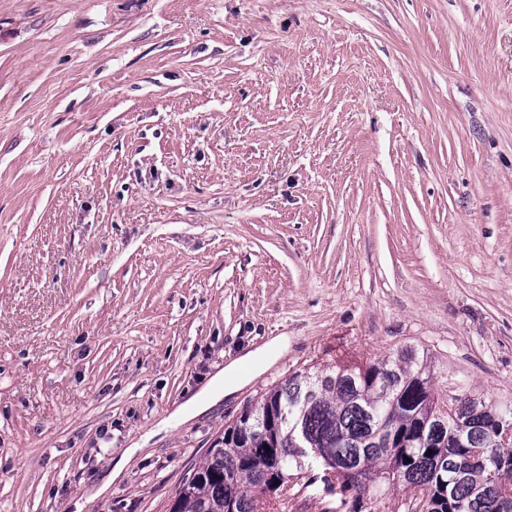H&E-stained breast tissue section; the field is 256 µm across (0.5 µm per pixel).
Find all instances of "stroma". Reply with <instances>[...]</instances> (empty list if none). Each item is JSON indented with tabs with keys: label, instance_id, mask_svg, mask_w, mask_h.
<instances>
[{
	"label": "stroma",
	"instance_id": "stroma-1",
	"mask_svg": "<svg viewBox=\"0 0 512 512\" xmlns=\"http://www.w3.org/2000/svg\"><path fill=\"white\" fill-rule=\"evenodd\" d=\"M406 343L512 406V0H0V512H169L247 403ZM288 350V339L276 336L265 345L249 350L224 365L199 392L182 404L173 414L180 420L201 415L225 398L232 397L241 388L257 379L263 371L261 356L265 353H283ZM150 439V435H144L140 441L135 442L131 444L130 447L126 448L121 456L114 460V463L112 459V470L107 480L105 481L106 485L111 486L112 483H115L121 479L127 466L130 464L136 454L141 451L145 445L148 444Z\"/></svg>",
	"mask_w": 512,
	"mask_h": 512
}]
</instances>
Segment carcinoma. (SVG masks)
Wrapping results in <instances>:
<instances>
[{
  "mask_svg": "<svg viewBox=\"0 0 512 512\" xmlns=\"http://www.w3.org/2000/svg\"><path fill=\"white\" fill-rule=\"evenodd\" d=\"M432 367L429 350L405 344L356 369L290 374L224 426L171 512H255L262 492L286 499L294 483L328 492L335 480L323 512H379L398 489L422 512H503L512 447H494L491 431L512 409L461 387L441 397Z\"/></svg>",
  "mask_w": 512,
  "mask_h": 512,
  "instance_id": "cac0c4a2",
  "label": "carcinoma"
}]
</instances>
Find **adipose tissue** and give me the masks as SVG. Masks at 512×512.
Masks as SVG:
<instances>
[{
    "label": "adipose tissue",
    "mask_w": 512,
    "mask_h": 512,
    "mask_svg": "<svg viewBox=\"0 0 512 512\" xmlns=\"http://www.w3.org/2000/svg\"><path fill=\"white\" fill-rule=\"evenodd\" d=\"M288 349V339L277 336L263 347L250 350L228 362L199 392L182 404L175 412L178 419L187 421L201 415L222 400L232 397L241 388L257 379L263 371L262 354L282 353Z\"/></svg>",
    "instance_id": "adipose-tissue-1"
}]
</instances>
